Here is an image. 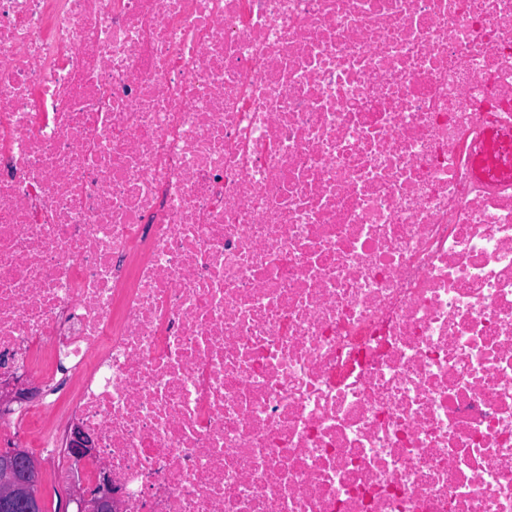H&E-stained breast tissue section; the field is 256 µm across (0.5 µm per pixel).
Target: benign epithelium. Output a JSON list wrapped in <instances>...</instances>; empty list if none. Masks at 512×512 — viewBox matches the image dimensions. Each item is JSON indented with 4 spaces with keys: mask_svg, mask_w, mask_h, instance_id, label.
Returning a JSON list of instances; mask_svg holds the SVG:
<instances>
[{
    "mask_svg": "<svg viewBox=\"0 0 512 512\" xmlns=\"http://www.w3.org/2000/svg\"><path fill=\"white\" fill-rule=\"evenodd\" d=\"M26 388L10 383L0 388V406L5 407L26 397ZM98 448L92 435L76 428L70 435L69 453L77 461L96 457ZM40 463L22 448L0 450V512H41L39 495ZM68 502L77 512H115L118 500L112 496V475L101 472L96 492L86 495L79 488L69 490Z\"/></svg>",
    "mask_w": 512,
    "mask_h": 512,
    "instance_id": "benign-epithelium-1",
    "label": "benign epithelium"
}]
</instances>
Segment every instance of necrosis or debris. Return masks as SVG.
<instances>
[{
  "mask_svg": "<svg viewBox=\"0 0 512 512\" xmlns=\"http://www.w3.org/2000/svg\"><path fill=\"white\" fill-rule=\"evenodd\" d=\"M492 131L512 0H0V447L119 512H512ZM490 144L488 151L481 158L479 162V172L484 177H492V179L501 178V177H511L512 176V167L508 170L497 171L492 175V171L494 170L497 164V145H498V137L496 134H491L490 136ZM68 447L70 455L77 461L94 459L98 452L94 437L77 427L70 435Z\"/></svg>",
  "mask_w": 512,
  "mask_h": 512,
  "instance_id": "4bbe7bcc",
  "label": "necrosis or debris"
}]
</instances>
